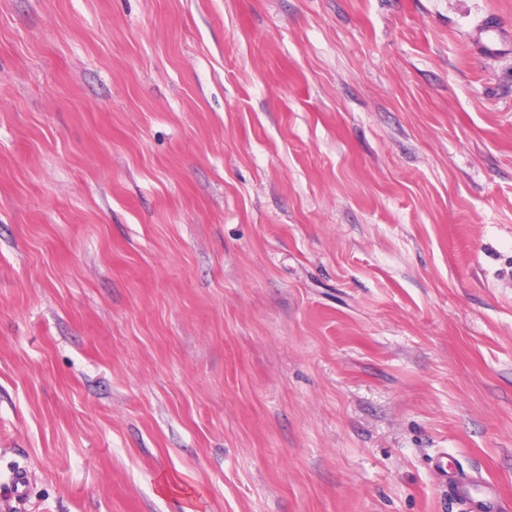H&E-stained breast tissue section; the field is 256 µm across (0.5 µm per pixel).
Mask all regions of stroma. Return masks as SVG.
<instances>
[{"label":"stroma","mask_w":512,"mask_h":512,"mask_svg":"<svg viewBox=\"0 0 512 512\" xmlns=\"http://www.w3.org/2000/svg\"><path fill=\"white\" fill-rule=\"evenodd\" d=\"M444 453L512 502V0H0V512H456Z\"/></svg>","instance_id":"1"}]
</instances>
